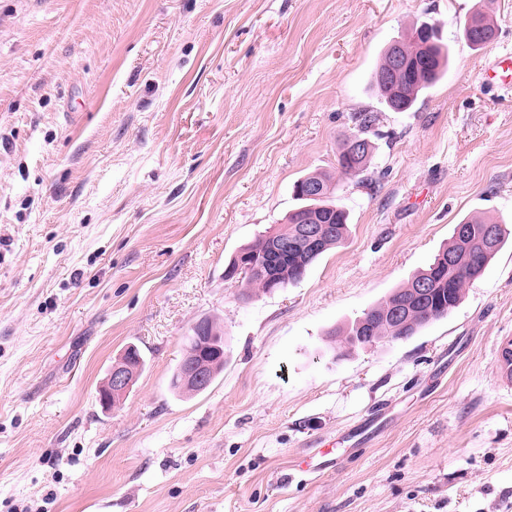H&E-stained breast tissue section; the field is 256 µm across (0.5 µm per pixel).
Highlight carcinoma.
Masks as SVG:
<instances>
[{
    "mask_svg": "<svg viewBox=\"0 0 512 512\" xmlns=\"http://www.w3.org/2000/svg\"><path fill=\"white\" fill-rule=\"evenodd\" d=\"M405 51L415 60V64L400 78L401 85L406 89L404 97H399L393 92V88L379 79L380 73L385 69L386 59H381L372 75L373 87L379 91L386 107L392 112L396 111L399 104L403 105V111L411 110L419 95L437 83L448 69L449 48L440 42L438 30L432 24L424 22L413 28L406 40ZM351 120L358 128L359 135L370 137L376 122L373 113L356 112L351 115ZM368 164L369 161H361L355 157L347 142L343 143L336 156V169L345 175L360 176L367 171ZM308 180L323 186L320 197L307 198L299 193V184ZM335 191V177L326 172L310 173L294 183L292 196L298 201V206L288 213L284 224L275 228L276 239L292 235L299 218L306 214L315 215L321 224L332 225L333 232L328 236L322 251L311 256H294L280 261V266L287 268V274L280 282L273 283L266 279V275L257 273L247 278L249 288L268 293L300 280L324 252L344 239L348 214L333 202ZM460 225L466 227L467 234L461 235L458 229H453L448 247L436 254L427 268L365 311L345 331L337 330L333 335L356 336L360 325L365 323L371 336L362 345H371L382 340L398 341L414 335L418 329L429 323L447 317L459 305L467 286L482 276L491 259L512 234L507 225H497L495 243L488 247L483 238L488 222L471 218L460 222ZM422 281L427 282L431 288V300L414 306L407 322L402 326L385 319L386 311L403 302L411 294V289Z\"/></svg>",
    "mask_w": 512,
    "mask_h": 512,
    "instance_id": "carcinoma-1",
    "label": "carcinoma"
}]
</instances>
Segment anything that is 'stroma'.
<instances>
[{"label":"stroma","instance_id":"stroma-1","mask_svg":"<svg viewBox=\"0 0 512 512\" xmlns=\"http://www.w3.org/2000/svg\"><path fill=\"white\" fill-rule=\"evenodd\" d=\"M422 22L448 73L389 111L371 74ZM505 51L512 0H0V512H512V238L417 335L334 334L463 219L512 227V91L479 81ZM363 110L376 184L340 177L345 240L271 293L226 279ZM207 317L224 372L177 396ZM474 14H476L480 18V20L485 24L484 31H486V33H488L487 38H490L495 34L494 39H493V41H494L496 38V34H497V28L494 24V21L491 18H489L487 15L482 13L481 11H475ZM477 16H475L473 14L468 16L464 23V29L469 35L475 36L476 38H480V37L484 36L483 35V27H482V24ZM466 32H464L465 40L474 49H482L493 42L492 41L488 45H482L481 41L468 38ZM131 347L132 353L129 354V358L141 365L142 371L144 360L139 350L134 346ZM129 358L123 356L113 363L107 379L98 390V398L105 409H110L112 405L121 403L138 378L140 371L133 366Z\"/></svg>","mask_w":512,"mask_h":512}]
</instances>
